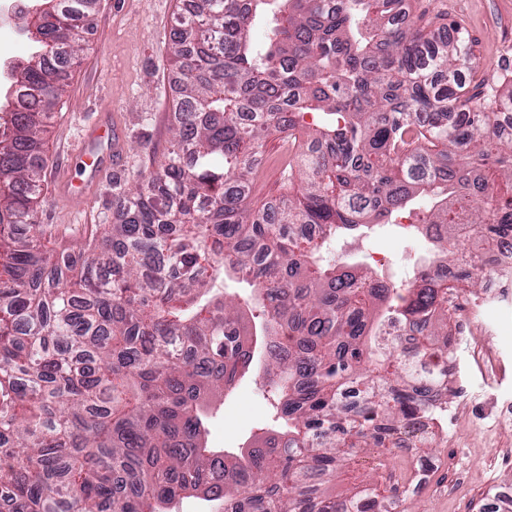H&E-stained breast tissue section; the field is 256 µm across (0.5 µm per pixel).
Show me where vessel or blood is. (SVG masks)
Instances as JSON below:
<instances>
[{
	"label": "vessel or blood",
	"instance_id": "obj_1",
	"mask_svg": "<svg viewBox=\"0 0 512 512\" xmlns=\"http://www.w3.org/2000/svg\"><path fill=\"white\" fill-rule=\"evenodd\" d=\"M109 154L114 166H121L128 155L127 138L124 129L112 118L111 113H99L88 125L85 133L71 154V160L79 166L83 176L59 175L56 192L69 207L82 208L94 195L106 173L102 154Z\"/></svg>",
	"mask_w": 512,
	"mask_h": 512
}]
</instances>
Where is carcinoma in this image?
Masks as SVG:
<instances>
[{
	"label": "carcinoma",
	"mask_w": 512,
	"mask_h": 512,
	"mask_svg": "<svg viewBox=\"0 0 512 512\" xmlns=\"http://www.w3.org/2000/svg\"><path fill=\"white\" fill-rule=\"evenodd\" d=\"M396 6L192 0L173 33L172 148L147 183L112 186V223L60 249L36 217L43 124L91 0L36 16L0 113L7 512H173L191 494L210 512H402L372 485L341 498L324 485L354 449L399 447L448 372L449 292L479 287L473 269L512 234V77L478 101L471 40L397 28ZM313 112L327 119L306 125ZM275 133L308 145L288 163L300 185L251 208ZM423 194L415 229L441 257L407 287L324 259L327 241ZM226 272L257 294L226 296ZM256 336L281 429L229 457L206 446L204 406L253 367Z\"/></svg>",
	"instance_id": "1"
}]
</instances>
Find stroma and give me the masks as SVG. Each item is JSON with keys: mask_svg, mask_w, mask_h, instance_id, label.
Masks as SVG:
<instances>
[{"mask_svg": "<svg viewBox=\"0 0 512 512\" xmlns=\"http://www.w3.org/2000/svg\"><path fill=\"white\" fill-rule=\"evenodd\" d=\"M403 12L416 24L459 23L474 44L482 74L489 83H498L512 72V55H505L501 25L512 26V0H402ZM185 13L184 0H96L91 16L92 29L85 36L86 48L68 67L66 91L51 113L43 149L49 167L38 200V221L59 227L57 245L66 246L80 238L92 224L112 221V185L146 180L162 160L172 138L174 78L169 47L177 20ZM108 102L112 113L124 125L130 144L125 166L107 176L84 211L69 210L55 196L59 168L78 142L84 127L95 117L100 102ZM430 204L422 197L405 211L406 224H390L374 233L343 235L332 242L330 263L366 264L367 254L378 251L390 264L377 276L391 284L410 279L418 263L433 250L431 241L413 230ZM493 345L503 371L496 381H488L470 353L473 341ZM455 386L448 392L449 404L461 396L481 401L495 395L512 397V293L481 299L477 318L471 321L455 343ZM278 393L266 379L262 365L254 368L224 395L207 407L206 439L211 447L228 454L248 448L262 434L279 430L276 415ZM475 426L448 440L430 441L422 457L431 461L460 444L470 443L469 466L480 471L483 460L478 450L484 442L480 433L486 425L484 414H476ZM395 461V453L383 448H362L345 460L332 483L337 496L358 491L365 483L380 482L381 473L372 461L377 457Z\"/></svg>", "mask_w": 512, "mask_h": 512, "instance_id": "1", "label": "stroma"}]
</instances>
